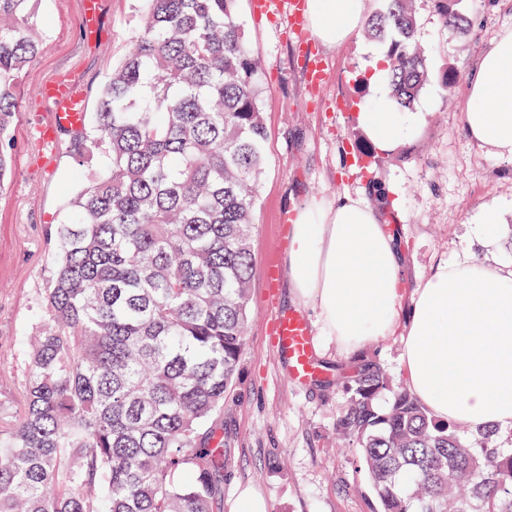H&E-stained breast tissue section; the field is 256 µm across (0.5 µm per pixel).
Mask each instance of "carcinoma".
<instances>
[{
    "instance_id": "carcinoma-1",
    "label": "carcinoma",
    "mask_w": 512,
    "mask_h": 512,
    "mask_svg": "<svg viewBox=\"0 0 512 512\" xmlns=\"http://www.w3.org/2000/svg\"><path fill=\"white\" fill-rule=\"evenodd\" d=\"M32 2L0 0V182L41 49ZM142 2L70 138L105 166L49 228L25 379L0 414V512H216L224 496L217 418L248 331L262 88L236 0ZM387 2L368 33L390 41L391 98L407 108L427 80L418 19L412 0ZM386 387L358 365L337 419L378 512H512V452L493 432L468 444L407 388L380 410Z\"/></svg>"
}]
</instances>
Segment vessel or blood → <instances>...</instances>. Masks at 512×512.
<instances>
[{"mask_svg": "<svg viewBox=\"0 0 512 512\" xmlns=\"http://www.w3.org/2000/svg\"><path fill=\"white\" fill-rule=\"evenodd\" d=\"M287 10L291 32L303 33L306 25L305 0H258L257 10L273 13ZM41 98L52 106L49 119L41 125V142L57 148L61 134L68 130H79L86 112V97L83 88L73 74L53 75L39 87ZM272 315L268 334L278 353L288 360V380L300 385L318 373L314 361L313 341L309 325L298 311L283 309L278 302L270 304Z\"/></svg>", "mask_w": 512, "mask_h": 512, "instance_id": "obj_1", "label": "vessel or blood"}]
</instances>
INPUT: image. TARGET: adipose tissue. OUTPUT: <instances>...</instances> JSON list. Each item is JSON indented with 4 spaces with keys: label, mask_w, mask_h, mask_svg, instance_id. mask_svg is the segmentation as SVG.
I'll return each instance as SVG.
<instances>
[{
    "label": "adipose tissue",
    "mask_w": 512,
    "mask_h": 512,
    "mask_svg": "<svg viewBox=\"0 0 512 512\" xmlns=\"http://www.w3.org/2000/svg\"><path fill=\"white\" fill-rule=\"evenodd\" d=\"M363 0H308L312 35L333 48L363 24ZM392 101L357 124L381 153L422 122ZM468 135L493 158H512V31L483 55L468 84ZM398 240L361 197L300 207L285 259L294 301L343 354L400 334L409 389L435 417L478 431L512 427V270L472 253L435 264L404 303Z\"/></svg>",
    "instance_id": "adipose-tissue-1"
}]
</instances>
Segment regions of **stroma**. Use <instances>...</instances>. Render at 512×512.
<instances>
[{"mask_svg":"<svg viewBox=\"0 0 512 512\" xmlns=\"http://www.w3.org/2000/svg\"><path fill=\"white\" fill-rule=\"evenodd\" d=\"M140 0H106L98 21L88 22L80 0H37L36 34L42 49L27 66L18 92L12 131L13 165L0 185V412L10 409L22 381L27 337L35 323L33 294L49 263L48 225L60 220L66 202L93 174L79 163L68 143L41 154L27 125L47 117L50 106L40 84L60 71L73 72L95 102L106 75L126 54L136 29ZM417 39L428 80L412 109L424 113L418 132L393 153L381 154L360 133V106H376L388 85L369 87L365 63L371 52L386 53L384 40L358 33L334 48L314 37L289 33L286 13L257 14L253 0H238L237 12L258 58L267 130L260 202L254 213L248 336L236 382L220 415L224 433V498L251 485L267 498L269 512H373L375 492L359 472L358 450L336 437L356 359L343 356L321 338L315 355L320 374L303 387L286 379L287 360L267 335L263 259L287 255L280 243L278 216L309 200L363 195L381 209L385 224L398 233L406 254L400 283L404 299L441 259L466 251L487 255L491 264L512 262V159L490 158L467 134L462 112L467 84L481 56L498 35L512 29V0H415ZM463 19L448 32L442 13ZM315 56L327 68L325 84L311 92L302 61ZM453 72L445 92L442 78ZM390 190L380 201L377 187ZM502 214L498 243L473 247L467 225L480 205ZM399 336L380 339L358 359L381 365L389 387L377 401L386 408L392 390L406 384Z\"/></svg>","mask_w":512,"mask_h":512,"instance_id":"35a3bbf8","label":"stroma"}]
</instances>
